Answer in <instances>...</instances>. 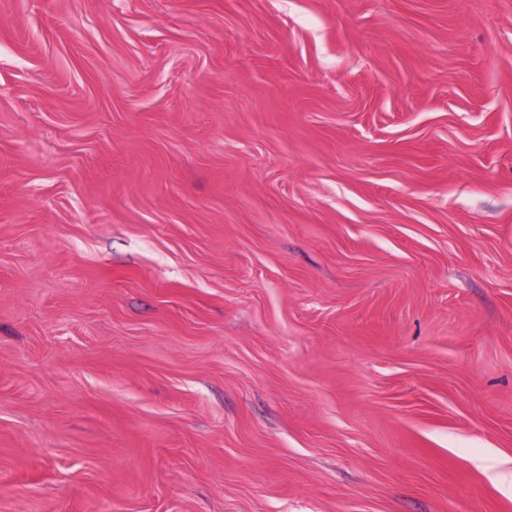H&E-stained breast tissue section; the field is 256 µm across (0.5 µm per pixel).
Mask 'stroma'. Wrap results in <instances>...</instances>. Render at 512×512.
<instances>
[{
	"label": "stroma",
	"mask_w": 512,
	"mask_h": 512,
	"mask_svg": "<svg viewBox=\"0 0 512 512\" xmlns=\"http://www.w3.org/2000/svg\"><path fill=\"white\" fill-rule=\"evenodd\" d=\"M0 512H512V0H0Z\"/></svg>",
	"instance_id": "1"
}]
</instances>
